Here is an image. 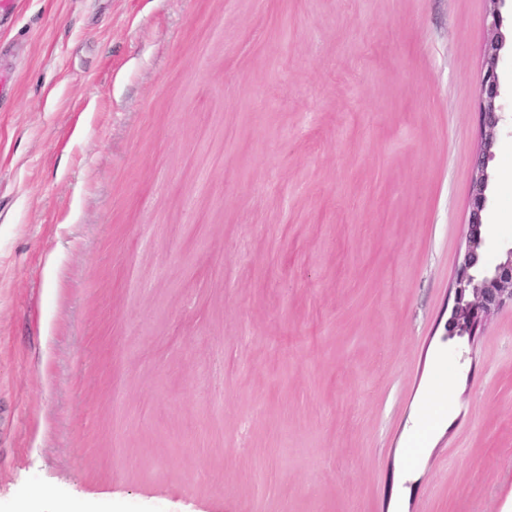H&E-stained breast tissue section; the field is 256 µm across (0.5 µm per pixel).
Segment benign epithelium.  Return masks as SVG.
<instances>
[{
	"instance_id": "obj_1",
	"label": "benign epithelium",
	"mask_w": 512,
	"mask_h": 512,
	"mask_svg": "<svg viewBox=\"0 0 512 512\" xmlns=\"http://www.w3.org/2000/svg\"><path fill=\"white\" fill-rule=\"evenodd\" d=\"M487 15L489 38L485 43V65L480 75L479 119L484 140L472 173V193L469 203L467 243L456 273L454 306L446 331L448 337L473 334L489 316L512 304V249L505 259L490 266H481L486 244L483 213L486 207L488 162L497 128L502 120L500 83L497 73L500 52L505 37L504 17L500 6L505 0H490Z\"/></svg>"
}]
</instances>
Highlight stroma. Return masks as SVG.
<instances>
[{"label": "stroma", "instance_id": "1", "mask_svg": "<svg viewBox=\"0 0 512 512\" xmlns=\"http://www.w3.org/2000/svg\"><path fill=\"white\" fill-rule=\"evenodd\" d=\"M488 10L14 0L0 512H512V308L446 336Z\"/></svg>", "mask_w": 512, "mask_h": 512}]
</instances>
